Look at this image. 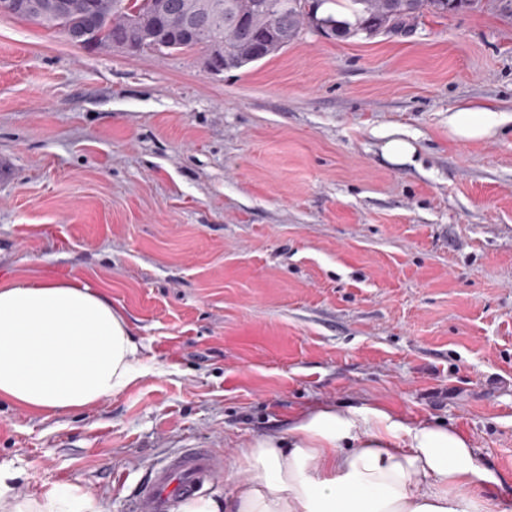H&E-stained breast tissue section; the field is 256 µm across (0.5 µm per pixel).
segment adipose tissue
Here are the masks:
<instances>
[{
	"label": "adipose tissue",
	"mask_w": 512,
	"mask_h": 512,
	"mask_svg": "<svg viewBox=\"0 0 512 512\" xmlns=\"http://www.w3.org/2000/svg\"><path fill=\"white\" fill-rule=\"evenodd\" d=\"M496 113L467 107L448 117L458 138L493 136ZM143 345L111 299L77 279L0 280V401L51 416L135 385ZM244 472L232 499H189L180 512H512L480 488L500 484L470 440L432 422L407 425L376 407L350 417L330 406L297 417L241 449ZM15 472L0 467V512H108L78 486L36 497L13 494Z\"/></svg>",
	"instance_id": "1"
}]
</instances>
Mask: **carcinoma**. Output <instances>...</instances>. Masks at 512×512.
<instances>
[{"mask_svg":"<svg viewBox=\"0 0 512 512\" xmlns=\"http://www.w3.org/2000/svg\"><path fill=\"white\" fill-rule=\"evenodd\" d=\"M48 13L19 6L12 16L65 36L86 33L96 50L109 51L135 19L152 41L173 51L202 48L211 55L224 47L227 69H240L278 53L294 42L304 27L336 39L383 32L410 31L425 15L469 9L475 0H348L351 18L318 16L322 0H52Z\"/></svg>","mask_w":512,"mask_h":512,"instance_id":"obj_1","label":"carcinoma"}]
</instances>
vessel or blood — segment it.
Returning a JSON list of instances; mask_svg holds the SVG:
<instances>
[{
	"label": "vessel or blood",
	"mask_w": 512,
	"mask_h": 512,
	"mask_svg": "<svg viewBox=\"0 0 512 512\" xmlns=\"http://www.w3.org/2000/svg\"><path fill=\"white\" fill-rule=\"evenodd\" d=\"M223 468V455L212 449H186L150 473L132 499V512H170L172 500L197 494Z\"/></svg>",
	"instance_id": "b4317fda"
}]
</instances>
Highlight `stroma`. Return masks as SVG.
I'll return each mask as SVG.
<instances>
[{
  "instance_id": "1",
  "label": "stroma",
  "mask_w": 512,
  "mask_h": 512,
  "mask_svg": "<svg viewBox=\"0 0 512 512\" xmlns=\"http://www.w3.org/2000/svg\"><path fill=\"white\" fill-rule=\"evenodd\" d=\"M204 57L89 53L0 15V278L79 276L145 364L49 418L1 404L14 494L128 512L183 449L231 460L324 405L456 428L511 483L512 15L307 28L220 75ZM464 106L510 120L461 140ZM392 130L410 162L384 157Z\"/></svg>"
}]
</instances>
